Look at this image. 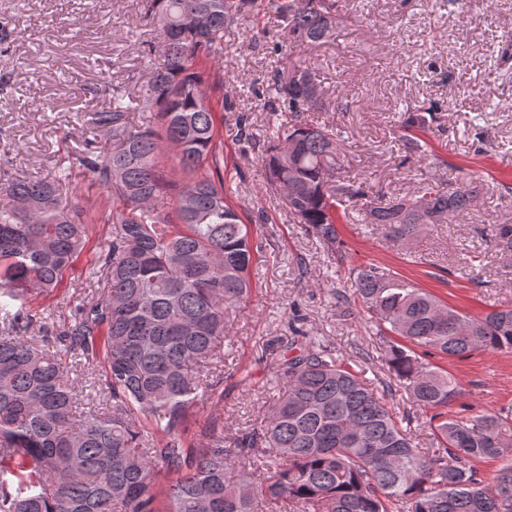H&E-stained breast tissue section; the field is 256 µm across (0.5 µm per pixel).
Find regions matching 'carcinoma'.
<instances>
[{
    "label": "carcinoma",
    "mask_w": 512,
    "mask_h": 512,
    "mask_svg": "<svg viewBox=\"0 0 512 512\" xmlns=\"http://www.w3.org/2000/svg\"><path fill=\"white\" fill-rule=\"evenodd\" d=\"M256 0H146L145 18L162 44L147 84L132 93L93 89L108 105L74 114L87 133L55 166L53 177L0 184V512H512V413L448 414L457 380L423 357L463 359L512 350V308L477 316L448 306L397 273L374 264L350 269L354 294L378 324L399 338L387 361L397 385L430 413L438 447L425 452L393 419L364 368L302 330L277 359L288 389L260 426L224 447V422L195 424L200 401L221 400L224 356L217 352L224 309L253 297L256 260L248 225L224 192V150L200 56L224 53V28ZM209 14L204 28L186 19ZM339 0H267L280 22L272 53L288 58L263 94L270 112L296 120L272 129L264 146L268 181L282 203L328 250L337 225L359 207L362 221L408 244L430 224H453L476 206L479 178L416 197L370 198L363 183L333 176L340 134L299 121L323 108L316 73L292 58L296 47L331 39L328 14ZM138 125L127 126L128 113ZM421 110L401 122L408 155L435 164L421 137ZM112 142L106 155L100 138ZM174 147L193 174L172 199L177 221L156 205L169 187L158 165ZM78 172L105 189L114 224L91 277L97 293L53 335H30L32 297L53 291L89 242L83 214L63 202ZM495 246L512 253V224H498ZM101 368L105 406L76 420L77 393L62 355ZM504 459L487 483L476 467Z\"/></svg>",
    "instance_id": "carcinoma-1"
}]
</instances>
